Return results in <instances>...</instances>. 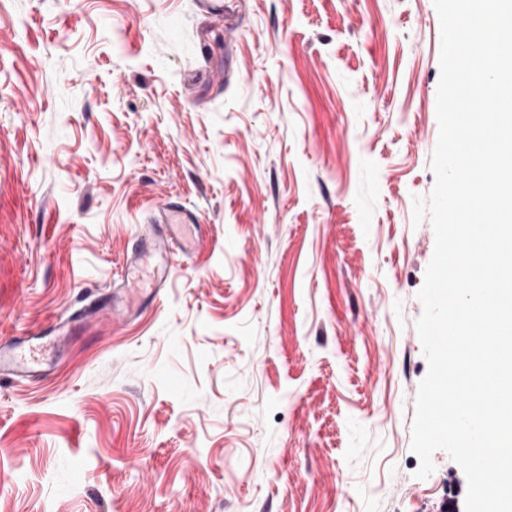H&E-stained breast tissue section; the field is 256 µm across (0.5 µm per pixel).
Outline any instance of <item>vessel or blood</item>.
Listing matches in <instances>:
<instances>
[{
    "mask_svg": "<svg viewBox=\"0 0 512 512\" xmlns=\"http://www.w3.org/2000/svg\"><path fill=\"white\" fill-rule=\"evenodd\" d=\"M200 221L197 210L167 200L156 206L149 225L131 246L125 260L127 272L117 288L105 295L101 304L78 322L62 321L51 329L53 344L65 348L75 326H86L105 316H128L138 306L146 292L158 291L168 283L173 268L169 261L175 253H189L192 242L183 228ZM48 369L33 348L22 342L0 343V378L17 383L40 378Z\"/></svg>",
    "mask_w": 512,
    "mask_h": 512,
    "instance_id": "vessel-or-blood-1",
    "label": "vessel or blood"
}]
</instances>
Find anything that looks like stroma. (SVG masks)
Masks as SVG:
<instances>
[{
	"instance_id": "1",
	"label": "stroma",
	"mask_w": 512,
	"mask_h": 512,
	"mask_svg": "<svg viewBox=\"0 0 512 512\" xmlns=\"http://www.w3.org/2000/svg\"><path fill=\"white\" fill-rule=\"evenodd\" d=\"M439 57L433 0H0V342L116 286L156 203L204 223L0 381V512H465L411 450ZM154 215L143 232L127 253L121 283L117 288L104 295L96 309L76 323L62 321L51 328L53 345L64 349L70 343V336L75 326L84 327L102 317L130 316L139 305L141 296L147 292H158L168 283L173 268L169 262L170 255L180 252L187 255L193 243L186 237L183 227L187 224H201L197 210L167 200L156 206ZM154 255L160 261L149 267L146 258ZM138 268L141 276L129 277V270ZM148 286V288H146Z\"/></svg>"
}]
</instances>
